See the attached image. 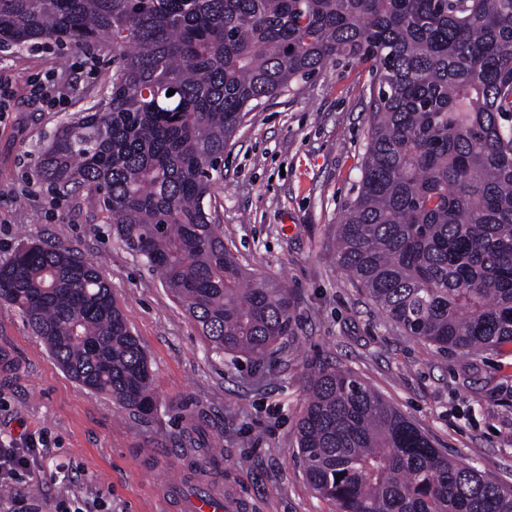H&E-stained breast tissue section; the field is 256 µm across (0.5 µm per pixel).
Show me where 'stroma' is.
<instances>
[{
  "label": "stroma",
  "instance_id": "stroma-1",
  "mask_svg": "<svg viewBox=\"0 0 512 512\" xmlns=\"http://www.w3.org/2000/svg\"><path fill=\"white\" fill-rule=\"evenodd\" d=\"M14 93L0 117V260L45 241L93 261L152 369L141 414L54 364L19 310L0 301V436L47 432L40 466L0 486V512H185L203 448L223 449L224 512H336L297 451L309 369L349 371L449 457L512 487V343L479 355L437 350L392 325L337 263L336 234L358 192L370 130L368 64L327 63L246 114L213 179L224 243L253 277L286 285L292 332L264 361L208 352L164 283L113 238L84 192L60 197L39 153L60 121L112 81V56L53 42L0 50ZM55 83L56 106L33 87Z\"/></svg>",
  "mask_w": 512,
  "mask_h": 512
}]
</instances>
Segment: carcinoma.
<instances>
[{
    "mask_svg": "<svg viewBox=\"0 0 512 512\" xmlns=\"http://www.w3.org/2000/svg\"><path fill=\"white\" fill-rule=\"evenodd\" d=\"M52 39L115 69L41 148L43 181L98 198L214 354L265 359L293 301L224 245L212 172L246 113L341 59L370 63L377 94L339 265L440 350L512 343V0H0V48ZM0 300L79 385L153 409L147 356L94 263L24 243L0 262ZM307 387L298 455L336 512H512V489L349 372L322 367Z\"/></svg>",
    "mask_w": 512,
    "mask_h": 512,
    "instance_id": "carcinoma-1",
    "label": "carcinoma"
}]
</instances>
